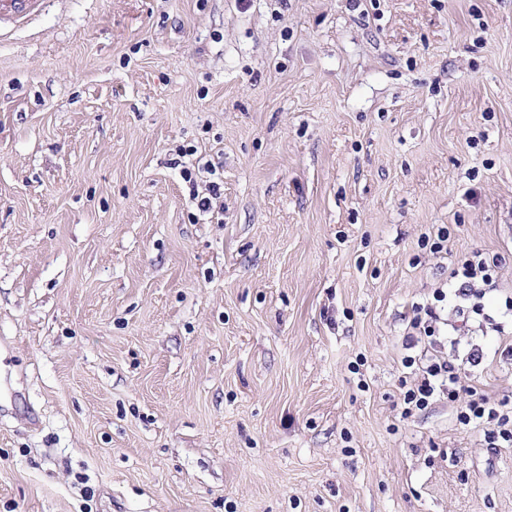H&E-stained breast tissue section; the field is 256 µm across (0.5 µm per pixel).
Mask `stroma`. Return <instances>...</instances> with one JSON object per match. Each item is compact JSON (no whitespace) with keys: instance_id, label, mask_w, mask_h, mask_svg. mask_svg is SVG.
<instances>
[{"instance_id":"35a3bbf8","label":"stroma","mask_w":512,"mask_h":512,"mask_svg":"<svg viewBox=\"0 0 512 512\" xmlns=\"http://www.w3.org/2000/svg\"><path fill=\"white\" fill-rule=\"evenodd\" d=\"M473 248L464 391L402 418L413 306ZM509 294L512 0L0 22V512H512V447L456 420L512 401Z\"/></svg>"}]
</instances>
